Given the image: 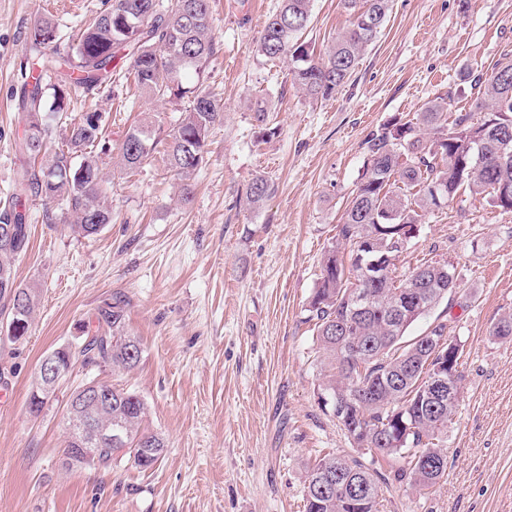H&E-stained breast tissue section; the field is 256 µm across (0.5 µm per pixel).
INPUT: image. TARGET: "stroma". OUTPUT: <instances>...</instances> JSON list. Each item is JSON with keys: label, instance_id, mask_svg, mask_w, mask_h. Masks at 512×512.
Returning a JSON list of instances; mask_svg holds the SVG:
<instances>
[{"label": "stroma", "instance_id": "stroma-1", "mask_svg": "<svg viewBox=\"0 0 512 512\" xmlns=\"http://www.w3.org/2000/svg\"><path fill=\"white\" fill-rule=\"evenodd\" d=\"M278 3L210 0L217 37L206 84L224 120L209 135L190 204L177 200L163 149L131 174L112 162L136 119L149 113L171 128L178 104L130 82L72 94L69 121L91 108L110 115L99 157L112 222L82 237L66 206L49 223L40 201L27 204L30 244L15 268L38 304L23 341L0 338V512H302L310 460L351 452L319 402V358L305 321L323 253L362 175L369 134L438 96L449 98L450 112L469 111L476 92L466 72L512 61V0H392L351 78L318 101L306 99L286 63L255 51ZM107 6L0 0V205L25 161L14 112L34 63L31 28L52 18L65 44ZM349 20L341 0H314L306 39L324 52ZM261 99L279 128L265 142L252 112ZM257 177L270 192L254 206L246 192ZM430 259L453 264L471 297L468 306L434 310L464 349L461 401L444 436L448 476L431 493L384 485L382 512H512V341L490 334L512 310V213L458 194L426 214L397 271ZM114 292L129 302L128 329L143 359L98 378L144 399L165 456L148 470L123 452L111 469L69 470L66 403L84 369L39 415L29 394L43 354L72 341Z\"/></svg>", "mask_w": 512, "mask_h": 512}]
</instances>
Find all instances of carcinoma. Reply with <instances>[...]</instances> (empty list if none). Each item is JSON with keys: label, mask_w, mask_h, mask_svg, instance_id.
I'll list each match as a JSON object with an SVG mask.
<instances>
[{"label": "carcinoma", "mask_w": 512, "mask_h": 512, "mask_svg": "<svg viewBox=\"0 0 512 512\" xmlns=\"http://www.w3.org/2000/svg\"><path fill=\"white\" fill-rule=\"evenodd\" d=\"M314 0H281L257 43L259 55L286 60L294 83L307 97H332L350 78L362 52L380 34L391 10V0H344L350 26L318 57L304 34L311 26ZM216 49V30L209 0H111L109 7L86 21L68 49L58 46L55 23L40 19L33 27L29 51L42 60L41 70L54 74L51 96L41 77H34L19 96L23 126L19 149L28 157L44 155L39 167L23 165L17 172L13 202L0 210V299L9 310L21 302V324L12 342L29 332L37 305L35 288L17 282L15 259L30 242L26 201L38 198L45 205V220L53 222L50 204L63 202L75 216L74 232L90 236L112 223V201L102 189L101 168L88 148L101 138L106 116L95 110L67 125L65 147L51 155L45 151L49 121L62 120L70 94L78 89L94 94L112 82L114 62L130 61L127 69L143 94L180 100L190 97L189 109L180 113L173 128L161 135V126L146 114L132 125L117 154L115 165L132 172L164 144L168 169L181 180L207 163L210 130L224 121L223 107L205 86L207 69ZM480 97L475 108L483 120L457 114L448 120V98L428 101L415 117H394L366 139L364 173L336 225L334 243L325 251L317 286L308 303L306 322L313 323V340L321 353L323 396L344 406L338 423L358 455L323 453L307 466L303 489L304 512H381L382 476L377 456L400 462L393 479L405 480L434 492L447 476V455L442 436L453 420L459 397L444 403H426L422 381L435 362L423 343L441 336L447 324L434 319L420 334L407 337L409 328L448 299L457 285L445 280L446 260H428L395 276L396 262L408 247L398 246L421 228L425 212L448 204L460 192L488 195L494 206L499 187L512 185V62L501 63L486 78L473 77ZM253 118L262 135L273 137L270 107L253 106ZM270 191L267 180L253 179L247 191L257 205ZM373 242L376 255L385 256L384 277L373 280L356 259L358 248ZM348 260L337 256V247ZM367 294L366 309L352 311L347 295ZM416 313L403 322L399 305L404 300ZM128 301L116 292L95 312V329L82 328L87 364L114 374L138 367L144 349L127 328ZM490 335L512 340V310L501 315ZM356 342L368 359L350 364L342 337ZM463 348L455 342L447 376L450 388H461L459 371ZM147 405L137 393L112 387V407L87 406L86 424L112 421L126 434L128 447L137 448L132 462L143 470L163 457L164 438L143 426ZM99 468H112L120 451L114 445L90 447Z\"/></svg>", "instance_id": "cac0c4a2"}]
</instances>
